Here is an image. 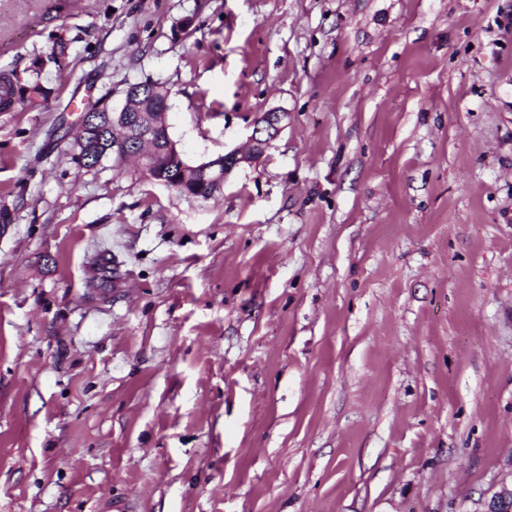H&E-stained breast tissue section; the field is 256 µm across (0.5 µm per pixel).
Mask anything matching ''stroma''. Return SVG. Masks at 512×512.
Segmentation results:
<instances>
[{
    "label": "stroma",
    "mask_w": 512,
    "mask_h": 512,
    "mask_svg": "<svg viewBox=\"0 0 512 512\" xmlns=\"http://www.w3.org/2000/svg\"><path fill=\"white\" fill-rule=\"evenodd\" d=\"M0 512H486L512 486V0H0ZM169 91L186 197L72 159ZM42 66L43 61L33 70L36 76L26 84L15 80L9 73H0V112H15L25 104L46 100L49 91L40 80ZM106 97L105 95L100 97L87 110L88 114L91 112L95 114L93 115L95 124L88 131H79L71 146L73 159L82 169H95L107 159L122 160L124 158L125 149L123 146L112 149V126L121 129L124 135L129 138L144 139L153 129L165 128L166 132L168 131L167 109L159 112L162 102L150 98L146 92L135 101V109L139 112H155L152 117L146 116L149 122L147 130H144V126L136 125L137 121L134 122L127 106H123L120 110L107 107L104 103ZM135 109L133 112H135ZM117 150L120 151L121 159L117 157ZM101 156H103V159L99 162ZM287 112L283 110H271L264 115L263 119H259L254 124L253 132L249 137V149L247 152H239L238 150H231L224 155L217 156L209 161L202 162L198 165H190L187 162H182L181 175L175 188L167 187L180 194L187 196L198 197L201 196L200 191H197V184L201 178H205L208 174L212 175L210 182L215 184V193H221L224 182L229 173L238 167L241 163H249L251 160L262 153L267 144L276 138L284 129V120L287 118Z\"/></svg>",
    "instance_id": "1"
}]
</instances>
